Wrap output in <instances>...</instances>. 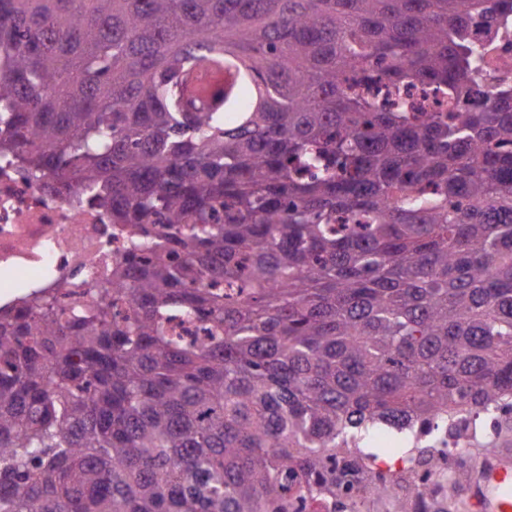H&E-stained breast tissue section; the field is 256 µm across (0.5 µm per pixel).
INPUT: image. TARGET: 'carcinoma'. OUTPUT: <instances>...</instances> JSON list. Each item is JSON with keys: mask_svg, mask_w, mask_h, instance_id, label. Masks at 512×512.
Returning a JSON list of instances; mask_svg holds the SVG:
<instances>
[{"mask_svg": "<svg viewBox=\"0 0 512 512\" xmlns=\"http://www.w3.org/2000/svg\"><path fill=\"white\" fill-rule=\"evenodd\" d=\"M481 2L0 0V152L136 234L0 307V512H436L371 440L512 407V88L404 96L481 90ZM216 88L215 76L209 72L192 69L185 79L184 94L188 97H196L201 91L206 95Z\"/></svg>", "mask_w": 512, "mask_h": 512, "instance_id": "1", "label": "carcinoma"}]
</instances>
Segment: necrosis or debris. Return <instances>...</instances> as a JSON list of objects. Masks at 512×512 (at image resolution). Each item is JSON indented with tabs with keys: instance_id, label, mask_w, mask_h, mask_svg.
I'll use <instances>...</instances> for the list:
<instances>
[{
	"instance_id": "obj_1",
	"label": "necrosis or debris",
	"mask_w": 512,
	"mask_h": 512,
	"mask_svg": "<svg viewBox=\"0 0 512 512\" xmlns=\"http://www.w3.org/2000/svg\"><path fill=\"white\" fill-rule=\"evenodd\" d=\"M472 36L488 49L491 79L512 80V38L479 20ZM128 226L84 193L31 180L12 158L0 156V301L18 290L57 289L66 303L89 306L93 283L112 278L124 253Z\"/></svg>"
}]
</instances>
